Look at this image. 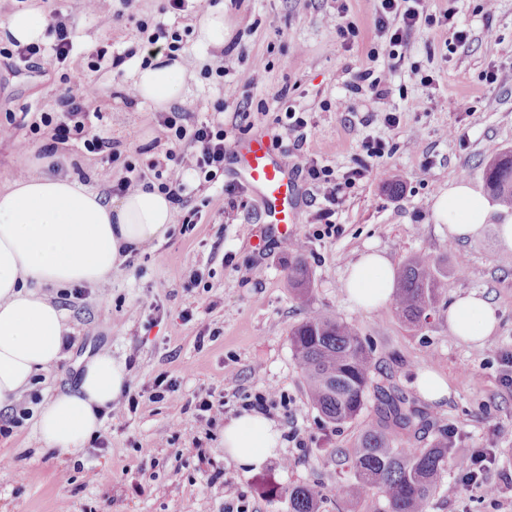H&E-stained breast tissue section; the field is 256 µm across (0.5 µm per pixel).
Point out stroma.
<instances>
[{"label": "stroma", "mask_w": 512, "mask_h": 512, "mask_svg": "<svg viewBox=\"0 0 512 512\" xmlns=\"http://www.w3.org/2000/svg\"><path fill=\"white\" fill-rule=\"evenodd\" d=\"M161 0H101L87 14L83 0H0V24L22 9L40 7L47 19L64 22L73 33L66 63L44 54L34 68L15 67L0 56V123L25 115L9 140H0V191L25 172L57 173L89 189L107 193L124 176V162L144 169L165 158L169 144L156 122L157 108L139 99L125 102L130 74L147 57L141 23H164L182 38L191 63L188 95L207 109L193 122L223 114L229 140L255 133L273 135L281 106L288 100L308 114L300 146L276 152L289 168L310 157L333 169L336 178L361 169L364 177L340 190L332 233L318 218L322 196L306 180L298 182V222L285 238L266 222L264 205L239 183L232 157L216 183L199 187L189 177L186 207H174L164 241L133 252L112 274L108 301L96 289L82 295L59 289L53 294L67 316L70 341L49 370L38 373L25 403L31 419L0 436V512H224V485L233 483L249 512H290L289 487L318 486L321 512H361L336 495L348 476L336 451L354 447L375 425L377 400L369 398L353 421L327 424L308 402L289 342L290 330L317 311L352 323L373 347L372 381L393 386L419 401L431 426L415 441L423 447L440 431L452 433L459 456L493 450L496 463L487 478L503 489L500 502L461 486L449 467L432 497L429 512H512V385L505 384V355H512V250L500 246L494 215L472 238H452L433 205L449 183L462 181L484 192L483 169L490 148L512 149V83L491 84L485 75L512 67V0H497L491 17L479 0H422L425 12L453 11L456 42L441 27L414 32L398 64L375 30L377 0H207L224 8V42L200 48L197 13L159 14ZM122 20H115L116 11ZM341 16L357 32L340 38L331 18ZM109 45L123 57L119 70L96 62L94 52ZM391 70L388 93L376 99L355 89L357 72ZM93 87L101 100L99 117L89 118L92 133L110 138L120 160L90 151L83 136L59 145L54 160L38 152L51 141L49 128L30 125L45 112L60 109L67 87ZM232 88L234 98L224 96ZM468 111L456 108L457 102ZM374 112H393L395 126L371 121ZM382 140L386 154L368 158L365 137ZM59 169H52V162ZM198 208L199 223L183 226L186 208ZM302 253H295V239ZM382 253L394 269L416 253L447 262L450 273L436 312L427 325L412 330L393 304L366 310L350 302L344 283L350 261L367 250ZM302 256L312 273L308 302L288 288V265ZM465 264H458V256ZM250 268L248 280L239 271ZM198 271L201 282L190 279ZM474 292L495 308L498 325L479 342L454 336L448 306ZM125 360L139 394L136 411L104 419L107 448L86 443L67 455L47 447L33 416L57 395L75 390L82 365L101 350ZM437 371L448 382L443 401L420 400L417 373ZM236 387L224 384L228 372ZM161 374L178 389L152 400ZM275 389L283 404L267 417L281 433L299 430L304 442L283 441L278 454L257 471L238 465L224 452V430H207L194 405L209 395L223 400L224 417L242 414L248 397ZM202 438L195 448L194 438Z\"/></svg>", "instance_id": "1"}]
</instances>
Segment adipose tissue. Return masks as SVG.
Segmentation results:
<instances>
[{
    "instance_id": "ef3b65f1",
    "label": "adipose tissue",
    "mask_w": 512,
    "mask_h": 512,
    "mask_svg": "<svg viewBox=\"0 0 512 512\" xmlns=\"http://www.w3.org/2000/svg\"><path fill=\"white\" fill-rule=\"evenodd\" d=\"M188 75L181 61H168L157 48L150 65L134 68L132 89L135 97L165 108L185 102ZM434 208L457 238L477 235L493 210L485 196L454 182ZM172 214L171 203L156 190L140 187L113 203L78 181L47 174L19 178L0 192V407L19 402L32 377L59 358L67 326L48 289L111 284L131 251L164 239ZM394 279L386 257L364 253L347 267L346 293L355 305L375 309L390 300ZM496 324L492 304L476 293L448 307L449 328L463 339L485 340ZM130 378L125 361L105 351L91 357L76 389L39 412L41 440L62 453H79ZM279 443V431L258 412L224 427L225 453L250 469H261Z\"/></svg>"
}]
</instances>
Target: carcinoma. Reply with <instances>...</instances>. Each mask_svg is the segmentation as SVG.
<instances>
[{"label": "carcinoma", "mask_w": 512, "mask_h": 512, "mask_svg": "<svg viewBox=\"0 0 512 512\" xmlns=\"http://www.w3.org/2000/svg\"><path fill=\"white\" fill-rule=\"evenodd\" d=\"M483 179L487 192L512 211V150H495ZM448 268L425 255L407 259L396 279L394 309L410 327L427 322L441 295ZM288 284L301 300L311 295V273L297 260L288 270ZM291 350L304 378L308 399L329 424L357 418L365 407L371 386L368 343L356 327L336 317L316 313L296 325L290 336ZM377 423L358 438L352 452L343 456L350 477L336 488L338 495L362 507L384 498V512H428L448 463L458 461L448 437L427 448L410 445L412 438L430 427V418L400 390L378 387ZM291 512H319L322 495L311 485L288 490Z\"/></svg>", "instance_id": "obj_1"}]
</instances>
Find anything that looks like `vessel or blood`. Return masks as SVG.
<instances>
[{"label": "vessel or blood", "mask_w": 512, "mask_h": 512, "mask_svg": "<svg viewBox=\"0 0 512 512\" xmlns=\"http://www.w3.org/2000/svg\"><path fill=\"white\" fill-rule=\"evenodd\" d=\"M231 153L237 159L240 183L259 194L270 225L278 228L296 223L295 175L262 136L234 141Z\"/></svg>", "instance_id": "vessel-or-blood-1"}]
</instances>
